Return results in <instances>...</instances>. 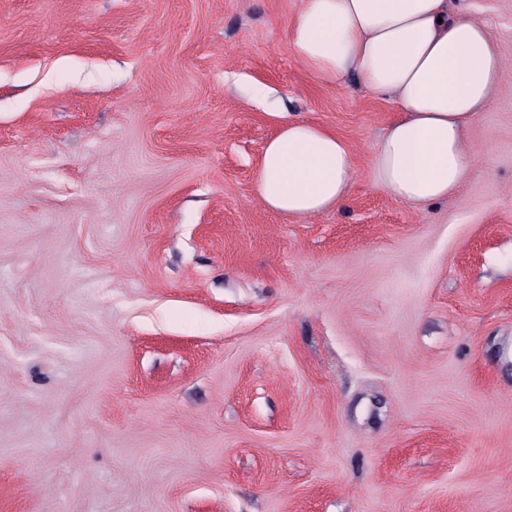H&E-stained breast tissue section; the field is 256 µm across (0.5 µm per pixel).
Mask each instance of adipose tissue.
Masks as SVG:
<instances>
[{
    "mask_svg": "<svg viewBox=\"0 0 512 512\" xmlns=\"http://www.w3.org/2000/svg\"><path fill=\"white\" fill-rule=\"evenodd\" d=\"M291 46L318 81L354 77L399 104L371 156L377 188L416 207L457 191L475 160L473 124L505 71L487 22L448 0H303ZM355 176L347 140L291 122L266 143L257 186L270 209L300 218L339 206Z\"/></svg>",
    "mask_w": 512,
    "mask_h": 512,
    "instance_id": "adipose-tissue-1",
    "label": "adipose tissue"
}]
</instances>
